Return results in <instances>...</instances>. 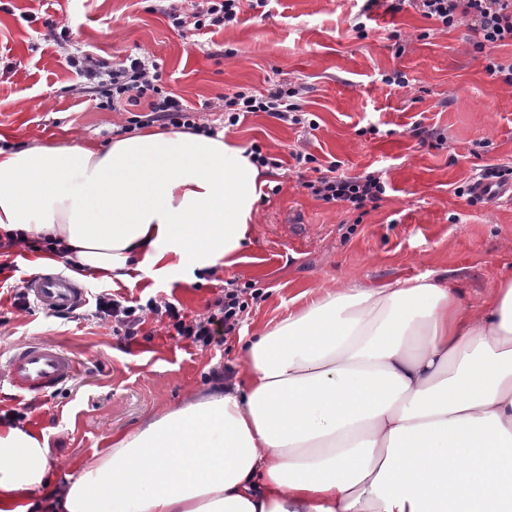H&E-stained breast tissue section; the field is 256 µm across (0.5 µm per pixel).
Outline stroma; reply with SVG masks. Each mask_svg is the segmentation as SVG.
Listing matches in <instances>:
<instances>
[{"label": "stroma", "instance_id": "35a3bbf8", "mask_svg": "<svg viewBox=\"0 0 512 512\" xmlns=\"http://www.w3.org/2000/svg\"><path fill=\"white\" fill-rule=\"evenodd\" d=\"M362 5L271 0L268 15L245 6L237 23L195 32L174 27L160 0H0V138L19 148L104 145L130 115L148 111L144 104L128 112L98 108L58 46L42 39L45 17L68 26L72 48L108 62L149 53L163 89L194 108L197 122L222 126L221 98L237 88L301 84L302 107L317 123L309 130L253 112L227 129L242 148L260 146L276 160L266 169L269 186L242 262L126 282L80 276L88 293L156 297L191 317L207 314L227 282L262 289L263 299L220 343L200 346L152 319L128 341L105 320L19 310L17 288L64 264L9 249L0 274V358L16 345L52 340L77 361L75 378L48 397L22 396L0 383V412L24 413V427L45 448L50 477H78L84 459L111 447L113 432L135 430L189 393L206 392L224 373L239 372L242 342L287 317L301 292L317 295L339 278L376 284L437 272L455 281L469 307L512 278V200L472 203L455 192L484 166L512 167V86L486 72L467 26L441 31L412 7L392 14L381 5L371 10L363 39L350 26ZM398 43L403 53H396ZM396 71L406 85L383 83ZM418 124L444 132L445 144H420L412 135ZM296 149L340 175L376 172L385 195L363 212L314 197L302 183L315 174L297 167Z\"/></svg>", "mask_w": 512, "mask_h": 512}]
</instances>
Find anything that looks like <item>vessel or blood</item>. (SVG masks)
Returning <instances> with one entry per match:
<instances>
[{
	"label": "vessel or blood",
	"mask_w": 512,
	"mask_h": 512,
	"mask_svg": "<svg viewBox=\"0 0 512 512\" xmlns=\"http://www.w3.org/2000/svg\"><path fill=\"white\" fill-rule=\"evenodd\" d=\"M24 287L46 312L76 308L86 300L84 285L61 272L31 275ZM76 372L73 357L64 348L48 341L29 342L14 348L0 373L17 389L41 395L70 381Z\"/></svg>",
	"instance_id": "obj_1"
}]
</instances>
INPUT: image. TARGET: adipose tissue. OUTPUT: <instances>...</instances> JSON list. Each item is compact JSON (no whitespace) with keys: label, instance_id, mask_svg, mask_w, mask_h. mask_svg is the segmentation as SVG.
I'll use <instances>...</instances> for the list:
<instances>
[{"label":"adipose tissue","instance_id":"adipose-tissue-1","mask_svg":"<svg viewBox=\"0 0 512 512\" xmlns=\"http://www.w3.org/2000/svg\"><path fill=\"white\" fill-rule=\"evenodd\" d=\"M265 184L221 133L0 147V237L59 240L118 281L229 267ZM243 355L74 479L0 424V512H512V280L469 308L440 276L339 280Z\"/></svg>","mask_w":512,"mask_h":512}]
</instances>
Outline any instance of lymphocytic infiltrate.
I'll return each mask as SVG.
<instances>
[{"mask_svg": "<svg viewBox=\"0 0 512 512\" xmlns=\"http://www.w3.org/2000/svg\"><path fill=\"white\" fill-rule=\"evenodd\" d=\"M239 3L240 0H198L191 17H181L173 6L166 8L165 13L174 26L182 28L190 25L200 31L237 21ZM407 5L446 30L467 25L472 32L475 52L486 56V72L512 85V63L503 64L493 54L496 48L512 46V0H389L388 9L396 13ZM65 60L82 73L87 83L99 88L101 107L136 106L144 101L148 104L151 121L176 129L203 130L210 135L218 132L214 126L202 127L197 123L195 113L184 107L177 96L162 90L158 64L151 56H130L112 65L84 53L66 55ZM302 92V87L296 85L285 87L276 84L263 93L242 87L224 95V117L228 125L234 126L242 114L264 112L283 122L304 125L308 119L300 104ZM302 186L318 199L328 203L340 202L354 210L377 203L386 192L380 176L372 172L354 177L324 173L315 179L303 181ZM261 297L258 289L248 286L228 288L224 291L223 299L217 301L213 313L189 320L173 302L151 298L137 305H129L124 298L102 291L95 297L94 315L99 319H112L113 333L127 340L135 339L147 317L151 316L157 321L167 322L177 336L207 346L213 339L216 327L232 332L250 301L260 300Z\"/></svg>", "mask_w": 512, "mask_h": 512, "instance_id": "1", "label": "lymphocytic infiltrate"}]
</instances>
